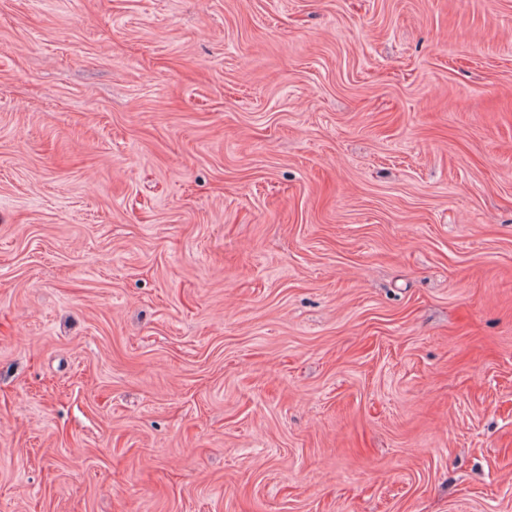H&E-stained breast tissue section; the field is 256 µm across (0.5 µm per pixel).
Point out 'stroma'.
Wrapping results in <instances>:
<instances>
[{
	"label": "stroma",
	"mask_w": 512,
	"mask_h": 512,
	"mask_svg": "<svg viewBox=\"0 0 512 512\" xmlns=\"http://www.w3.org/2000/svg\"><path fill=\"white\" fill-rule=\"evenodd\" d=\"M0 512H512V0H0Z\"/></svg>",
	"instance_id": "35a3bbf8"
}]
</instances>
